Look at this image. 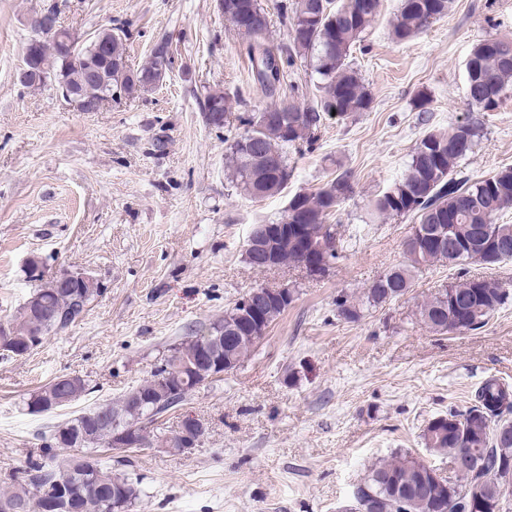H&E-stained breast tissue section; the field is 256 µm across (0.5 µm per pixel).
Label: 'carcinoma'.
I'll return each mask as SVG.
<instances>
[{
  "instance_id": "obj_1",
  "label": "carcinoma",
  "mask_w": 512,
  "mask_h": 512,
  "mask_svg": "<svg viewBox=\"0 0 512 512\" xmlns=\"http://www.w3.org/2000/svg\"><path fill=\"white\" fill-rule=\"evenodd\" d=\"M224 19L243 39L255 83L272 94L283 72L268 79L265 61L277 58L289 66L308 61L320 78L322 95L316 105L294 102L274 104L238 117V131L224 139L227 157L237 187L252 199L280 193L288 184L287 150L312 145L315 132L326 118L344 122L369 112L373 97L352 61V50L364 38L379 15L381 0H295L289 23V40L280 47L269 43V20L261 0H228ZM453 0H400L392 25V38L407 42L431 23L445 17ZM29 65L41 71V86L62 84L77 87L85 102H102L118 89L132 97L154 88L151 73L156 54L133 67L126 55L124 39L101 28L76 45V56L67 58L53 42L28 41ZM465 101L470 112H491L512 93V40L490 37L478 41L465 63ZM201 112L221 114L209 123L216 129L230 127L232 104L224 91L210 89ZM476 121L458 122L446 131L426 133L413 147L402 176L370 202L373 215L395 218L415 214L411 230L424 233L423 240L436 239L453 230L452 248L431 245L407 254V261L379 276L365 289L360 300L345 295L336 298L337 316L357 322L364 311L382 307L404 296L415 273L434 264L459 266L455 280L434 289L419 309L420 321L432 332L445 335L477 331L512 297L501 287L491 293L479 288L482 276L471 275V264L494 266L512 259V224L499 222L512 208V167L471 179L457 171L458 164L473 152L481 139ZM353 193L352 173L336 176L312 192L291 198L297 213L310 217L309 242L296 236L278 241L279 265H300L317 257L320 264L338 258L337 228L328 218ZM332 244L321 252L313 243ZM100 294L91 288L52 287L39 284L32 292L38 302L23 304L10 320L14 338L0 335V350L24 357L36 341L65 330L85 314ZM241 307L234 304L224 317L206 330L187 337L170 348L160 366L116 403L98 405L53 429L46 452L25 461L13 483L0 491V503L13 512H44L41 491L63 493L74 512H129L140 499L138 485L112 466L102 463L99 449L112 447V435L124 433L140 423L153 424L182 406L196 389L191 365L200 342L237 324ZM88 391L85 379L72 384L50 382L30 394L26 406L43 413L71 405ZM512 429V383L489 377L468 395L463 411L454 409L430 419L420 438L434 456L452 464L464 453L469 467L453 482L439 477L434 466L421 457L400 453L370 466L353 490V512H506L512 505V442L500 437ZM54 448L73 455L58 460L48 454Z\"/></svg>"
}]
</instances>
